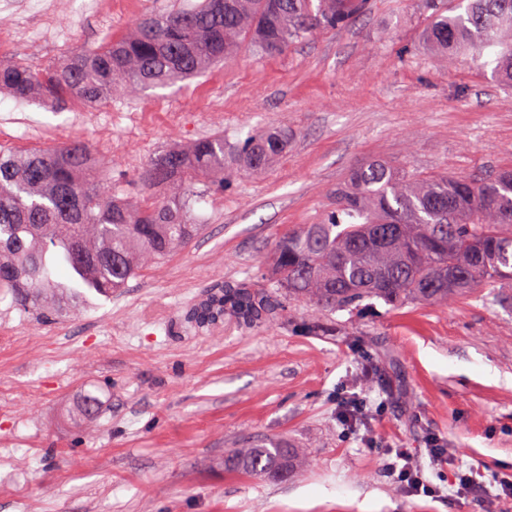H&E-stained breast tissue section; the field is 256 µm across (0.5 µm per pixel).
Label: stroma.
Wrapping results in <instances>:
<instances>
[{
	"label": "stroma",
	"mask_w": 512,
	"mask_h": 512,
	"mask_svg": "<svg viewBox=\"0 0 512 512\" xmlns=\"http://www.w3.org/2000/svg\"><path fill=\"white\" fill-rule=\"evenodd\" d=\"M35 13L0 8L1 61L39 68L124 36L180 0H49ZM422 0H371L350 27L317 32L266 57L250 46L203 75L98 106L20 101L101 160L98 181L134 199H168L139 174L171 148L287 125L288 148L264 173L237 169L193 208L201 234L105 297L40 320L0 288V512H512L498 479L512 474V285L448 306L380 301L339 311L336 332L308 330L290 304L251 325L191 314L224 286L266 287L276 243L319 223L356 165L379 159L414 174H489L512 167V86L491 68L444 64L421 49ZM112 129V146L98 136ZM98 411L79 408L84 391ZM357 401L352 422L341 418ZM287 439L308 452L296 477L225 470L233 449ZM447 448L433 461V444ZM429 493L409 494L395 449ZM480 475L456 494L458 468Z\"/></svg>",
	"instance_id": "obj_1"
}]
</instances>
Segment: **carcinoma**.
I'll return each instance as SVG.
<instances>
[{
	"mask_svg": "<svg viewBox=\"0 0 512 512\" xmlns=\"http://www.w3.org/2000/svg\"><path fill=\"white\" fill-rule=\"evenodd\" d=\"M425 47L442 59L460 54L493 65L512 83V0H467L442 14L439 0ZM369 0H201L142 19L127 36L41 69L0 62V92L51 102L68 96L100 105L121 94L195 77L248 43L280 54L318 30L345 27ZM288 148V130L252 133L233 153L224 137L170 150L141 176L172 189L165 201L120 198L93 176L95 161L79 141L54 150L0 149V288L43 317L82 301L84 290L109 296L144 267L200 231L191 214L204 191L224 189V164L261 172ZM270 286L222 288L197 312L202 322L230 313L253 322L284 304L312 307L308 328L325 336L324 317L366 299L392 306L448 305L476 288L512 280V170L482 177L409 176L373 160L353 168L336 192V209L318 224H301L272 254ZM229 465L281 481L306 466L303 448L275 440L238 448Z\"/></svg>",
	"mask_w": 512,
	"mask_h": 512,
	"instance_id": "carcinoma-1",
	"label": "carcinoma"
}]
</instances>
